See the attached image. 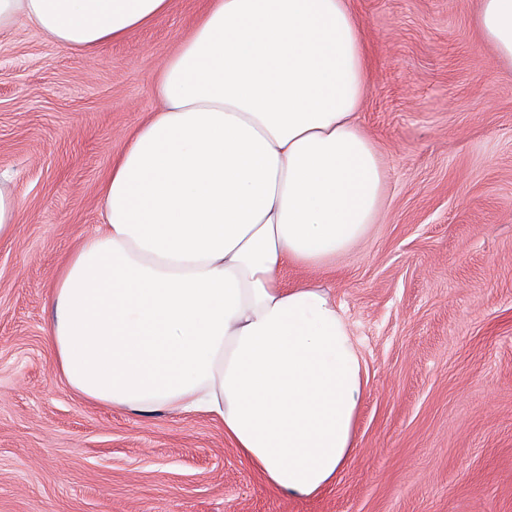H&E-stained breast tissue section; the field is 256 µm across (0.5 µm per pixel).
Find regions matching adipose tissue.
<instances>
[{"label": "adipose tissue", "instance_id": "adipose-tissue-1", "mask_svg": "<svg viewBox=\"0 0 512 512\" xmlns=\"http://www.w3.org/2000/svg\"><path fill=\"white\" fill-rule=\"evenodd\" d=\"M171 7L0 0V31L24 19L89 52ZM479 27L512 64V0H481ZM365 84L347 0H208L103 183V224L57 277L49 342L76 393L216 416L275 491L335 482L367 365L331 291L283 272L335 264L382 206L386 172L357 118Z\"/></svg>", "mask_w": 512, "mask_h": 512}]
</instances>
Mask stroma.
I'll return each mask as SVG.
<instances>
[{"label":"stroma","mask_w":512,"mask_h":512,"mask_svg":"<svg viewBox=\"0 0 512 512\" xmlns=\"http://www.w3.org/2000/svg\"><path fill=\"white\" fill-rule=\"evenodd\" d=\"M207 0L84 53L0 33V512H512V66L479 0H349L370 59L359 122L381 213L331 288L368 367L351 460L313 497L269 488L207 414L88 401L47 343L62 259L157 105L154 78ZM19 206L17 198L0 184V239L11 235Z\"/></svg>","instance_id":"stroma-1"}]
</instances>
